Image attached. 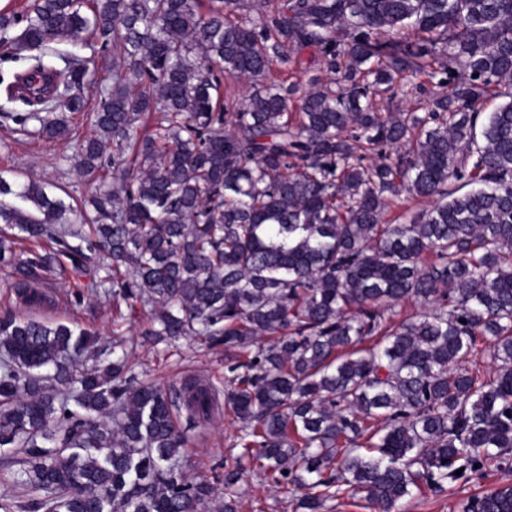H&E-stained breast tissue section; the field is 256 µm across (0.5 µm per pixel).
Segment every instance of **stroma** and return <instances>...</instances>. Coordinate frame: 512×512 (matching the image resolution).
Wrapping results in <instances>:
<instances>
[{
  "mask_svg": "<svg viewBox=\"0 0 512 512\" xmlns=\"http://www.w3.org/2000/svg\"><path fill=\"white\" fill-rule=\"evenodd\" d=\"M75 140L44 141L32 136L15 135L0 129V176L8 181L33 178L65 188L75 199L90 196L95 185L78 175L74 163ZM56 306L46 307L44 317L78 328L97 331L102 341L112 338V299L102 294L77 293L76 276L58 271ZM151 307L139 308L122 326L126 339L137 344L139 372L147 379L169 388L191 375L209 377L216 385L224 383V350H206L187 340L169 345L146 343L142 333L151 327ZM239 424L230 405H222L211 423L189 431L185 453L194 464V474L207 477L223 474L225 466L234 464L242 449L237 444ZM512 486V463L490 466L477 483L458 482L442 494L429 491L405 499L399 512H460L463 500L491 487ZM295 493L290 486L265 482L250 474L240 489L238 512H293Z\"/></svg>",
  "mask_w": 512,
  "mask_h": 512,
  "instance_id": "1",
  "label": "stroma"
}]
</instances>
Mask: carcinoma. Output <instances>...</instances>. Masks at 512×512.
Returning a JSON list of instances; mask_svg holds the SVG:
<instances>
[{"label": "carcinoma", "mask_w": 512, "mask_h": 512, "mask_svg": "<svg viewBox=\"0 0 512 512\" xmlns=\"http://www.w3.org/2000/svg\"><path fill=\"white\" fill-rule=\"evenodd\" d=\"M31 0L0 12L27 68L0 119L45 141L89 128L79 212L0 179V268L29 309L87 252L112 324L150 304L156 340L224 346L249 464L322 512L345 490L397 512L512 459V0ZM112 84L89 107L98 58ZM246 82L240 99L222 81ZM426 105L381 112L377 99ZM504 97L492 112L491 99ZM21 102L35 112H10ZM158 115L149 125V115ZM427 206L387 218L400 198ZM421 310L398 320L397 307ZM0 317V512H238L248 468L191 477L176 423L218 407L204 376L165 390L135 348ZM271 336L254 347L257 337ZM485 348H480V345ZM461 474H456L457 470ZM461 512H512V486Z\"/></svg>", "instance_id": "carcinoma-1"}]
</instances>
